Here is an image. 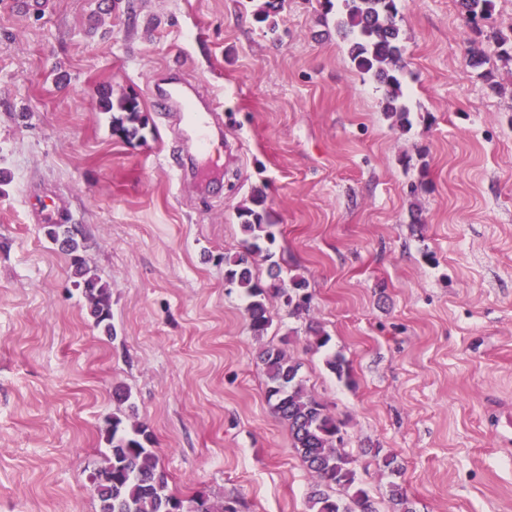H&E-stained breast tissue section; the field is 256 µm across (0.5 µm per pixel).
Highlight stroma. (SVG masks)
Returning a JSON list of instances; mask_svg holds the SVG:
<instances>
[{"mask_svg":"<svg viewBox=\"0 0 512 512\" xmlns=\"http://www.w3.org/2000/svg\"><path fill=\"white\" fill-rule=\"evenodd\" d=\"M263 2L0 0V512H97L87 476L124 409L118 385L172 491L308 512L313 479L265 397L267 345L344 422L378 512H394V480L414 512H512V53L494 41L512 33V0L475 28L456 0H399L407 130L323 0H284L275 40ZM174 77L220 103L225 146L204 180L181 177L176 117L152 107ZM105 89L136 98L140 138L113 132ZM257 188L322 349L274 296L254 337L225 279ZM38 199L81 230L113 334ZM335 354L349 378L327 368Z\"/></svg>","mask_w":512,"mask_h":512,"instance_id":"35a3bbf8","label":"stroma"}]
</instances>
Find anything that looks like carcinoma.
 Masks as SVG:
<instances>
[{"label":"carcinoma","instance_id":"cac0c4a2","mask_svg":"<svg viewBox=\"0 0 512 512\" xmlns=\"http://www.w3.org/2000/svg\"><path fill=\"white\" fill-rule=\"evenodd\" d=\"M468 23L490 14L494 0H456ZM327 10H336V31L346 40L348 55L356 69L379 82L385 89L384 112L402 129L411 125L405 103V47L396 24L397 0H326ZM103 112H117L116 130L126 138L135 137L146 125L133 98L112 100V94L99 101ZM243 235L244 252L224 256L226 280L240 288L249 302L246 313L252 335L260 338L271 325L266 294L279 297L288 315L300 317L311 309L313 296L308 281L293 275L281 279V267L273 260L270 245L275 242L265 207V195L256 189L249 204L237 214ZM47 236L60 243L69 257L72 274L83 287L90 315L96 325L112 334L111 294L107 283L87 263L80 231L74 224H49ZM264 255L269 261L270 283L262 287L254 279L251 258ZM306 333L316 347L329 342V336L316 322L309 321ZM265 376L266 398L277 418L291 435L292 448L313 478L308 495L309 512H377L368 492L359 486L352 459L344 451L341 423L308 390L301 375V364L277 346L262 348L257 356ZM105 439L109 448L100 467L90 473L101 483L92 486L99 512H177L185 502L192 512H236L231 502L210 499L198 493L183 498L169 488L167 474L152 448V436L135 417L118 415L107 420ZM390 499L396 512H414L402 487L390 484Z\"/></svg>","mask_w":512,"mask_h":512}]
</instances>
